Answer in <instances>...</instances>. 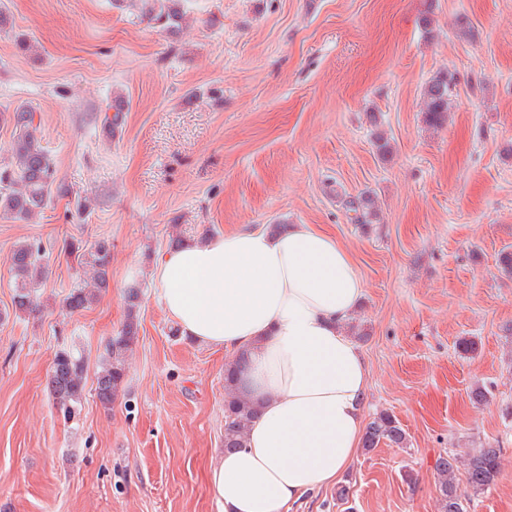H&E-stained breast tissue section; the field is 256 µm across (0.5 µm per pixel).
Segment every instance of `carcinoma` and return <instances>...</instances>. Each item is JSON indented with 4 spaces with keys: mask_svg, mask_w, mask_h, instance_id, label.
<instances>
[{
    "mask_svg": "<svg viewBox=\"0 0 512 512\" xmlns=\"http://www.w3.org/2000/svg\"><path fill=\"white\" fill-rule=\"evenodd\" d=\"M148 4L145 15L163 20L172 28L182 18L183 0H143ZM454 78L440 73L431 78L422 94V112L425 122L441 127L453 107ZM15 129L14 138L8 148L11 159L0 166V212L16 219L26 220L42 211L53 194L54 164L40 145L34 125V110L18 107L9 115ZM348 210L354 212V220L370 224L376 218L374 198L361 194L346 202ZM65 250L77 258L78 264L90 274L92 290L77 287L66 299L72 312L87 308L102 290L110 284L111 249L104 241L89 246L74 242L65 243ZM12 270L16 281L13 306L21 312L37 309L34 288L44 275L40 246L20 244L12 252ZM137 291L130 289L127 295V314L119 333L109 341L106 351L109 361L97 377L96 395L107 408L118 396L126 376V354L138 339L139 319ZM245 357H236L224 370V447L243 446L245 430L256 413L255 407L238 396L234 390L236 376ZM47 388L53 405L63 417H73L81 403L84 392V365L81 359L70 352H60L53 360ZM407 433L394 415L378 414L368 423L363 448L371 451L384 443L404 448ZM502 450L489 444L461 457L455 453L441 455L436 459L437 480L435 488L440 512H466L468 501L457 482V472L464 469L468 486L474 492H482L494 486L501 468Z\"/></svg>",
    "mask_w": 512,
    "mask_h": 512,
    "instance_id": "1",
    "label": "carcinoma"
}]
</instances>
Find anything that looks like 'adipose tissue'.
<instances>
[{"label":"adipose tissue","mask_w":512,"mask_h":512,"mask_svg":"<svg viewBox=\"0 0 512 512\" xmlns=\"http://www.w3.org/2000/svg\"><path fill=\"white\" fill-rule=\"evenodd\" d=\"M157 280L183 335L247 357L237 390L257 414L210 465L221 512H289L336 483L361 445L369 385L345 330L364 292L348 252L309 224L249 226L173 248Z\"/></svg>","instance_id":"ef3b65f1"}]
</instances>
